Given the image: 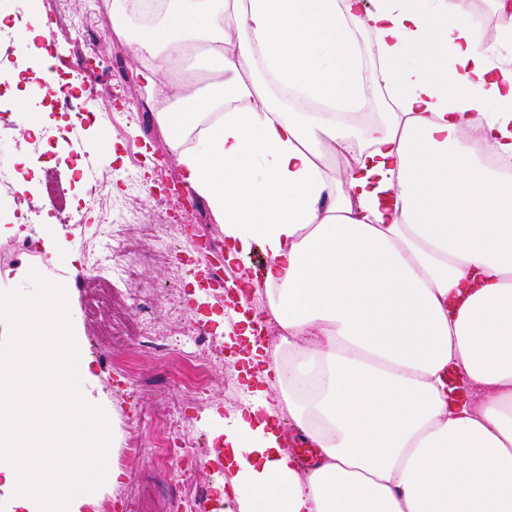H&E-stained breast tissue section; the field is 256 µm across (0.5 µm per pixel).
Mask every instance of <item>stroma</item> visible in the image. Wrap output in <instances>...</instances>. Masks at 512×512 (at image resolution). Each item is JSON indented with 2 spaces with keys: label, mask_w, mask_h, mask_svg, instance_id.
Masks as SVG:
<instances>
[{
  "label": "stroma",
  "mask_w": 512,
  "mask_h": 512,
  "mask_svg": "<svg viewBox=\"0 0 512 512\" xmlns=\"http://www.w3.org/2000/svg\"><path fill=\"white\" fill-rule=\"evenodd\" d=\"M41 0H0V12L7 16L0 28V45L15 46L17 36L29 28L35 13L41 12ZM108 67H101V60ZM140 62L127 41L101 35L97 51L87 68L68 71L67 81L94 85L97 96L85 100V111L94 113L95 124L83 123L80 114L67 112L51 100L27 101L16 90L14 69L0 62V168L14 173L27 172L23 194L0 192V224L14 223L15 212L32 215L49 211L73 215L72 225H58L61 236L58 260L45 251L29 252L24 243H42V225L27 223L22 234L0 240V271L26 267L30 272L21 281L22 290L40 287L44 268H51L70 284L69 305L83 309V283L93 273V254L101 242L121 243L124 227L104 219L105 206L133 215L138 221H160L164 212L178 214L184 229V241L205 233L216 241L224 235L207 204L189 193L161 196L163 185L179 180L175 160L166 141L157 131L153 114L143 103L135 79ZM29 110L43 126L42 136L21 134L11 114ZM80 155L88 169L97 171L105 181L99 191L90 183L72 178L68 163ZM75 257L74 266H66L62 255ZM210 259L199 256L187 266L180 261L142 266L135 281L118 288L112 299V321L121 323L143 317L163 329L168 337L167 354L130 346V373L115 370L112 353L97 345L98 319H82L88 352L99 372V384L108 404L103 416L113 419L120 445L130 435H138L143 455L125 469L122 485L105 490L102 501L107 512H177L178 499L184 493L182 483L165 470L155 451L157 438L170 415L182 417L183 425L198 437L199 459L194 462L193 490L202 500L216 496L215 484L221 476L217 461L222 452L218 435L225 421L233 420L243 406L237 389V372L228 360L209 355L201 365L204 392L185 388L190 370L179 365L186 349L183 332L194 325L216 334L218 323L231 315L223 298L210 290L196 287L199 272L207 271Z\"/></svg>",
  "instance_id": "35a3bbf8"
}]
</instances>
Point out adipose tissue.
<instances>
[{
  "instance_id": "obj_1",
  "label": "adipose tissue",
  "mask_w": 512,
  "mask_h": 512,
  "mask_svg": "<svg viewBox=\"0 0 512 512\" xmlns=\"http://www.w3.org/2000/svg\"><path fill=\"white\" fill-rule=\"evenodd\" d=\"M160 4L133 30L135 8L113 0L112 28L240 265L224 341L246 398L224 428L220 498L238 512H512V183L486 162L512 160V0H494L489 40L467 0ZM31 24L18 47L46 76L34 40L53 25ZM369 89L390 110L359 127ZM66 292L0 287V322L17 329L0 347V512H97L125 476L90 455L109 424ZM268 321L278 343L256 332ZM452 369L468 397L449 392ZM287 416L318 450L308 472Z\"/></svg>"
}]
</instances>
